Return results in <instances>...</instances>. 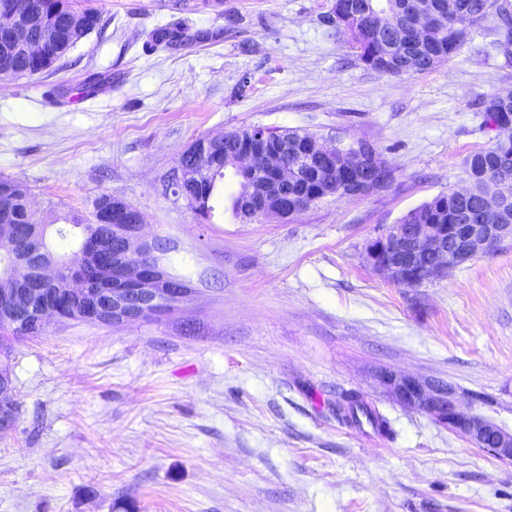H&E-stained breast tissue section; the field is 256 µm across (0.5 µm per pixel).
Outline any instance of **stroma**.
I'll return each mask as SVG.
<instances>
[{
    "instance_id": "35a3bbf8",
    "label": "stroma",
    "mask_w": 512,
    "mask_h": 512,
    "mask_svg": "<svg viewBox=\"0 0 512 512\" xmlns=\"http://www.w3.org/2000/svg\"><path fill=\"white\" fill-rule=\"evenodd\" d=\"M334 0H77L90 33L49 76L0 82V176L45 223L102 194L145 217L191 294L149 321H50L11 353L18 421L0 437V512H512V464L388 396L382 370L512 407V243L415 287L368 242L462 184L480 101L512 57L472 33L423 74L367 69L323 17ZM181 18L216 41L146 50ZM372 144L385 191L293 220L204 221L168 181L197 138L250 126ZM356 392L392 435L339 422Z\"/></svg>"
}]
</instances>
